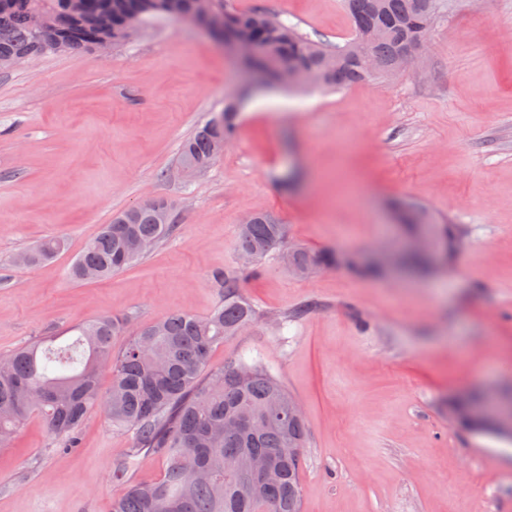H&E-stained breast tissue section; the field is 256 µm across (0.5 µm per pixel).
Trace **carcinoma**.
<instances>
[{
    "label": "carcinoma",
    "mask_w": 512,
    "mask_h": 512,
    "mask_svg": "<svg viewBox=\"0 0 512 512\" xmlns=\"http://www.w3.org/2000/svg\"><path fill=\"white\" fill-rule=\"evenodd\" d=\"M353 37L328 46L304 36L269 11L243 12L234 0H210V14L200 16L195 0H0V69L14 59L63 53H88L132 38L138 28L165 17L204 27H222L249 39L255 62L288 87L340 89L386 71L404 68L405 49L427 42L444 0H343ZM42 19L31 28L30 18ZM254 91L240 86L224 109L182 141L180 163L209 167L213 143L234 138L236 118ZM157 205L124 209L103 224L72 263L68 275L83 281L99 279L129 267L147 249L175 230L161 219ZM408 234L427 226L444 247L457 251L460 239L448 224L438 223L423 206L394 204ZM285 225L270 213H254L241 225L238 253L252 258L247 265L213 274L223 302L208 316L176 311L141 326L124 349L112 352V339L127 333L125 315H104L73 328L76 338L64 347L42 342L22 346L0 359V444L10 443L24 422L40 416L49 436L71 448L78 428L95 409L112 425L133 434L132 454L146 452L163 461V474L152 484H135L112 501V512H302L300 471L303 456L288 458V449L307 447V423L289 414L294 399L281 380L260 360L247 361L231 353L220 367L210 366L213 348L259 318L246 299L243 284L260 271L261 263L283 247ZM139 247L132 250L130 244ZM66 248L61 236L39 241L19 255L26 266L54 259ZM368 269L351 253L314 255L304 248L293 253L299 276L318 266ZM111 386L101 393V373ZM471 396L452 397L448 416L470 431L465 419ZM261 424L255 433L236 435L224 430L226 421ZM247 455L266 459L280 471L274 485L259 475L228 465Z\"/></svg>",
    "instance_id": "cac0c4a2"
}]
</instances>
